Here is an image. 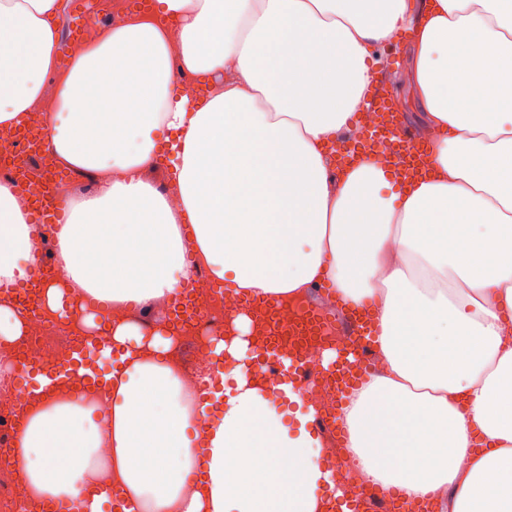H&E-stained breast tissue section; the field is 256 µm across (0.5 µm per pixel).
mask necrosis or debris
<instances>
[{
    "mask_svg": "<svg viewBox=\"0 0 512 512\" xmlns=\"http://www.w3.org/2000/svg\"><path fill=\"white\" fill-rule=\"evenodd\" d=\"M188 290L195 314L180 325V345L175 349L173 359L183 381L196 387L200 384L197 376L200 366L217 363L211 349L212 339L229 331L241 312V300L233 293L218 291L210 274L202 268L197 269ZM7 296L10 302L25 311L27 325L10 347H0V368L26 364L54 369L68 362L77 347L83 344L84 338L78 333L74 321L47 316L41 309L39 297L24 290L8 291ZM301 308L298 302L282 304L273 323L282 349L299 355L309 370L310 379L302 384L301 390L324 423L321 455L332 465L336 486L350 497L370 489L372 481L346 452L344 439L326 424L327 419L336 414L339 396L335 383L320 371V356L324 345L343 346L352 343L353 338L334 324L325 336L306 344L299 343L289 330ZM25 405L16 380L0 376V504L10 512H44L43 503L29 497L25 483L4 463L12 446V427Z\"/></svg>",
    "mask_w": 512,
    "mask_h": 512,
    "instance_id": "necrosis-or-debris-1",
    "label": "necrosis or debris"
}]
</instances>
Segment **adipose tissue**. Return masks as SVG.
<instances>
[{
	"label": "adipose tissue",
	"instance_id": "1",
	"mask_svg": "<svg viewBox=\"0 0 512 512\" xmlns=\"http://www.w3.org/2000/svg\"><path fill=\"white\" fill-rule=\"evenodd\" d=\"M63 8L0 0V126L26 123L49 93ZM412 12L402 78L427 168L387 197L380 159L341 168L334 144L372 50ZM180 71L207 96H178ZM51 93L52 156L97 188L60 196L67 279L45 283L44 306L64 320L84 307V331L108 337L119 364L91 391L26 407L11 459L33 498L76 512H322V443L282 432L250 370L251 319L213 343L237 380L216 406L178 376L170 323L128 315L175 298L203 265L260 300L322 281L351 308L378 298L383 371L341 409L354 460L407 502L512 512V0H155L78 50ZM163 157L177 207L151 178ZM40 245L30 204L0 179V284L29 283Z\"/></svg>",
	"mask_w": 512,
	"mask_h": 512
}]
</instances>
